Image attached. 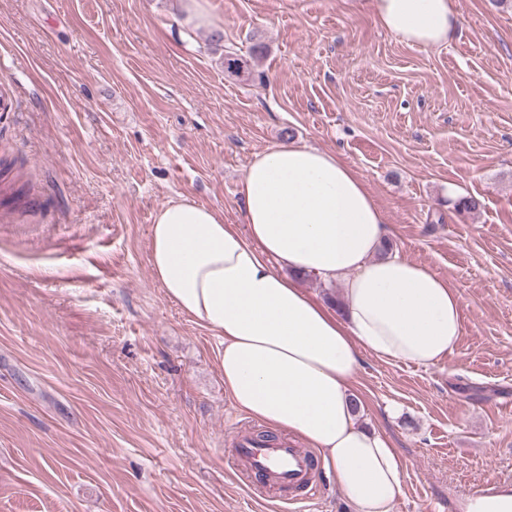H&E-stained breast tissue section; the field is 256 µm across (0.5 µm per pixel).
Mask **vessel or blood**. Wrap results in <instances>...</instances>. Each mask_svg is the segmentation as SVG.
<instances>
[{
  "label": "vessel or blood",
  "mask_w": 512,
  "mask_h": 512,
  "mask_svg": "<svg viewBox=\"0 0 512 512\" xmlns=\"http://www.w3.org/2000/svg\"><path fill=\"white\" fill-rule=\"evenodd\" d=\"M235 460L238 466L254 475L265 488L288 486L309 491L315 482V459L310 453L287 441L276 440L266 444L253 436H245L237 442ZM502 493V484L493 482L483 485L473 494L488 499ZM473 494L466 490L456 492L448 500L450 512H462L465 499Z\"/></svg>",
  "instance_id": "vessel-or-blood-1"
}]
</instances>
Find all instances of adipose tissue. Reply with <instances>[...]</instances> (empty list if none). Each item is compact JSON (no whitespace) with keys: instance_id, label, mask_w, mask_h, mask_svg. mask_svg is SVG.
I'll use <instances>...</instances> for the list:
<instances>
[{"instance_id":"adipose-tissue-1","label":"adipose tissue","mask_w":512,"mask_h":512,"mask_svg":"<svg viewBox=\"0 0 512 512\" xmlns=\"http://www.w3.org/2000/svg\"><path fill=\"white\" fill-rule=\"evenodd\" d=\"M400 41L447 44L451 0H372ZM246 231L187 196L150 226V264L165 297L222 346L224 391L239 411L321 452L354 512H393L404 493L399 451L364 426L351 384L362 354L429 366L462 332L457 288L382 254L391 233L363 178L336 154L295 142L254 155L239 189ZM309 274L343 286L334 309Z\"/></svg>"}]
</instances>
